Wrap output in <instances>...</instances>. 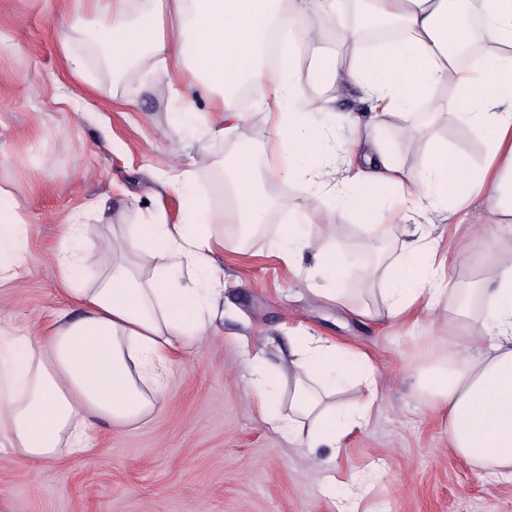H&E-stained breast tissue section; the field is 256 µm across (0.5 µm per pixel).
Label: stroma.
Masks as SVG:
<instances>
[{
  "mask_svg": "<svg viewBox=\"0 0 512 512\" xmlns=\"http://www.w3.org/2000/svg\"><path fill=\"white\" fill-rule=\"evenodd\" d=\"M95 21L71 0H0V184L22 205L27 259L0 284V328L37 334L70 306L57 277L67 216L85 212L88 237L109 226L140 223L164 209L177 222L192 195L159 196L153 174L196 157L192 194L206 196L211 214L223 210L213 178L240 148H249L258 185L271 205L249 239L234 225L224 232V316L205 347L179 348L154 411L136 424L99 420L82 460L36 470L0 455V505L7 512H343L346 482L359 494L358 512H512V478L471 466L448 445V424L425 406L416 373L448 353L445 330L429 319L413 327L361 316L376 308L372 258L359 250L365 231L323 193L315 195L310 231L336 230L354 251L340 286L343 304L326 300L295 278L271 243L303 202L294 183L265 166L269 151L256 100L240 104L245 119L215 139L192 121L214 93L189 91L185 105L169 103L137 67L122 76L87 56ZM341 27V26H340ZM339 26L319 35L296 72L301 107L336 97V109L364 115L358 90H337L328 63L351 64ZM68 37L84 59L82 87L70 86L59 42ZM135 105H125L126 97ZM448 87L436 88L415 109L392 118L381 135L401 169L417 174L430 142L447 144L481 168L489 143L462 124ZM417 135H408L409 127ZM471 254L456 268L449 303L480 277L485 258L512 249V239L465 243ZM305 330L368 354L379 369L380 395L370 425L352 433L338 457L319 449L327 466L315 470L294 438L265 420L251 401L247 350L288 366V336Z\"/></svg>",
  "mask_w": 512,
  "mask_h": 512,
  "instance_id": "1",
  "label": "stroma"
}]
</instances>
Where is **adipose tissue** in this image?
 I'll list each match as a JSON object with an SVG mask.
<instances>
[{
    "label": "adipose tissue",
    "mask_w": 512,
    "mask_h": 512,
    "mask_svg": "<svg viewBox=\"0 0 512 512\" xmlns=\"http://www.w3.org/2000/svg\"><path fill=\"white\" fill-rule=\"evenodd\" d=\"M93 14L95 38L121 71L136 66L166 87L170 101L188 90L218 86L219 97L199 119L210 134H232L244 115L234 90L252 85L270 122L268 167L288 174L300 192L316 183L366 224L365 249L386 239L392 214L376 209L373 190L397 186L411 208L414 227L394 260L380 261L371 279L381 287L376 316L403 321L424 312L448 333V353L417 377L428 407L448 422V443L468 463L512 474V252L486 263L455 309L442 307L448 268L467 263L458 249L442 255L437 220L449 208L478 203L475 223L456 225L459 238H496L512 232V0H365L370 14L397 21L403 32L372 56L360 34L349 33L357 63L335 68L336 83L355 87L368 101L369 124L349 147L331 142L323 116L331 99L295 108L303 90L295 73L313 40L308 14L339 15V0H74ZM473 7L498 54L460 67L457 50L470 28L462 15ZM276 45L279 68L269 77L265 50ZM440 85L451 86L459 119L483 133L491 147L486 164L471 170L447 147L431 145L422 176H403L378 136L397 114L413 110ZM249 149L234 159L225 181L232 193L219 224H258L269 201L256 181ZM197 200L180 222L163 211L148 214L121 236L91 241L79 220L65 229L57 270L64 291L80 311H62L42 334L0 330V452L36 463L84 458L91 419L132 425L155 408L170 354L191 339L206 344L216 333L224 296L220 264L224 243L204 220ZM214 222V223H215ZM306 209L275 243L283 260L311 255L312 272L328 282L324 294L343 299L336 283L347 259L340 236L314 238L304 231ZM21 205L0 185V281L24 263ZM112 264L97 270L101 251ZM189 270L187 284L176 274ZM483 311L484 332L465 330L472 306ZM253 389L268 419L306 448L313 467L325 464L320 447L340 451L343 439L365 428L378 398V369L371 358L313 335L294 337L287 371L293 389L287 405L272 393L284 373L260 356L251 359ZM354 384L364 396L351 412L337 409L336 395Z\"/></svg>",
    "instance_id": "adipose-tissue-1"
}]
</instances>
